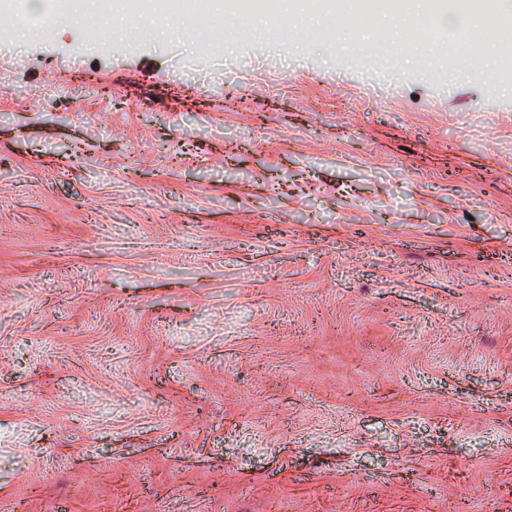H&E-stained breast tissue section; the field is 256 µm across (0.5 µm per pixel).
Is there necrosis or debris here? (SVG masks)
<instances>
[{"instance_id": "obj_1", "label": "necrosis or debris", "mask_w": 512, "mask_h": 512, "mask_svg": "<svg viewBox=\"0 0 512 512\" xmlns=\"http://www.w3.org/2000/svg\"><path fill=\"white\" fill-rule=\"evenodd\" d=\"M79 14L88 27L102 20L125 21L148 15L167 25L187 23L199 28H220L232 23L235 34L249 35L254 16L268 17L281 29L292 21L312 18L327 20L323 32L329 42L356 40L360 21L380 22L392 17L408 30L404 47L421 52L440 47L445 54L440 68L458 65V47L471 32L486 27L503 40H512V29H501L502 15L512 16V0H53L47 17L35 32L46 38L53 34L61 16ZM461 18L455 31H446L447 17Z\"/></svg>"}]
</instances>
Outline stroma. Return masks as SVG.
Wrapping results in <instances>:
<instances>
[{
    "instance_id": "stroma-1",
    "label": "stroma",
    "mask_w": 512,
    "mask_h": 512,
    "mask_svg": "<svg viewBox=\"0 0 512 512\" xmlns=\"http://www.w3.org/2000/svg\"><path fill=\"white\" fill-rule=\"evenodd\" d=\"M0 46V512H512V95L362 26Z\"/></svg>"
}]
</instances>
